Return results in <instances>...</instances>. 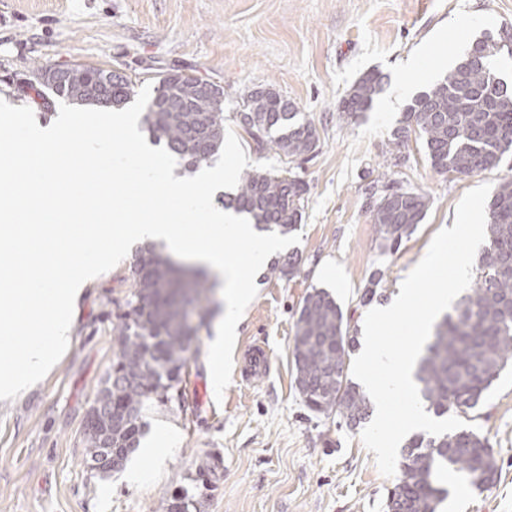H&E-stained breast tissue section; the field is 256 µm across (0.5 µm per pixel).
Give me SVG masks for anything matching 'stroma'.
<instances>
[{
    "instance_id": "stroma-1",
    "label": "stroma",
    "mask_w": 512,
    "mask_h": 512,
    "mask_svg": "<svg viewBox=\"0 0 512 512\" xmlns=\"http://www.w3.org/2000/svg\"><path fill=\"white\" fill-rule=\"evenodd\" d=\"M512 28V0H0V99L32 108L39 127L57 111L21 89L36 65L117 67L138 85L146 74L185 69L224 87V128L256 169H289L307 186L291 246L292 276L262 269L233 352V373L216 398L207 353L212 323L197 332L181 372V402L144 409L149 434L174 426L164 463L134 452L141 477L91 470L85 423L117 349L112 324L131 291L130 259L90 284L74 318V341L47 378L0 402V512H164L172 496L191 512H386L395 480L381 475L361 426L310 411L294 385V324L304 297L328 290L350 333L363 334L361 300L375 269L378 305L389 304L433 236L452 226L462 196L512 177V153L493 170L441 174L423 139L393 132L413 98L463 57L483 33ZM383 89L363 117L339 109L364 73ZM272 88L293 102L319 137L316 153L284 162L239 127L245 93ZM424 191L427 214L396 252L385 251L370 218L378 176ZM265 345L266 374L246 381L250 344ZM488 438L495 483L465 489L461 512H512V370L465 415Z\"/></svg>"
}]
</instances>
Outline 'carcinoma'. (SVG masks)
Wrapping results in <instances>:
<instances>
[{
  "mask_svg": "<svg viewBox=\"0 0 512 512\" xmlns=\"http://www.w3.org/2000/svg\"><path fill=\"white\" fill-rule=\"evenodd\" d=\"M512 43L486 35L472 43L463 60L420 92L409 106L399 140L415 128L424 138L437 172L471 175L498 167L512 151V89L504 86L492 58ZM143 122L152 140L194 172L211 164L224 144V87L182 69L160 72ZM381 76L360 77L340 103L357 118L370 110L381 90ZM26 87L42 98L112 108L130 102L137 84L91 65L38 68ZM237 113L240 127L261 150L288 158L315 152V128L296 106L271 90L249 92ZM306 185L286 169L247 173L224 206L270 232L287 234L301 222ZM429 197L422 191L382 184L371 209L372 223L393 251L422 223ZM132 291L116 315L119 349L94 405L104 410L99 432L88 435L90 469L113 471L112 459L126 463L139 447L143 410L151 400L165 405L180 399V370L192 352L196 322L205 319L212 285L199 275L187 278L153 245L135 255ZM383 271L374 270L361 300L373 301ZM355 338L334 297L323 289L305 296L293 336L295 387L306 407L334 412L349 424L369 415L370 399L345 373ZM512 365V178L499 182L489 205L486 244L475 287L437 324L416 372L423 399L437 416L467 413L479 406L501 373ZM452 469L477 473L481 485L494 482L497 463L489 440L470 429L439 437L418 435L402 454L400 473L388 496L387 512H437V474Z\"/></svg>",
  "mask_w": 512,
  "mask_h": 512,
  "instance_id": "cac0c4a2",
  "label": "carcinoma"
}]
</instances>
